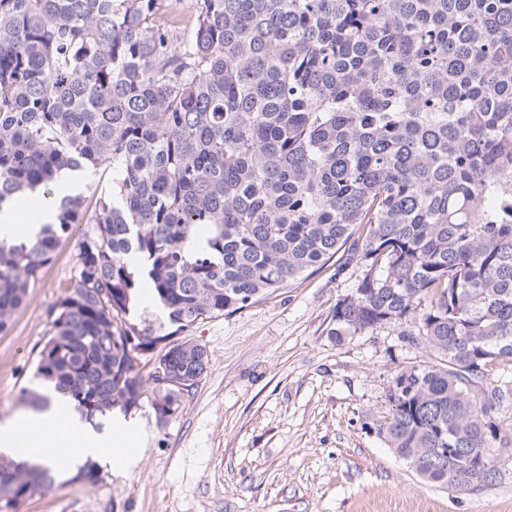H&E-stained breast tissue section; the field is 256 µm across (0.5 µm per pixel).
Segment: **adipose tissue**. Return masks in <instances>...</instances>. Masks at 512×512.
Masks as SVG:
<instances>
[{
  "label": "adipose tissue",
  "instance_id": "1",
  "mask_svg": "<svg viewBox=\"0 0 512 512\" xmlns=\"http://www.w3.org/2000/svg\"><path fill=\"white\" fill-rule=\"evenodd\" d=\"M125 437L120 426L108 438L94 435L75 406L53 392L46 410L25 413L0 425V451L67 476L90 458L121 471L127 458L118 447Z\"/></svg>",
  "mask_w": 512,
  "mask_h": 512
}]
</instances>
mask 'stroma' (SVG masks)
I'll return each mask as SVG.
<instances>
[{"label": "stroma", "mask_w": 512, "mask_h": 512, "mask_svg": "<svg viewBox=\"0 0 512 512\" xmlns=\"http://www.w3.org/2000/svg\"><path fill=\"white\" fill-rule=\"evenodd\" d=\"M85 231L75 224L0 333V424L27 408L50 310L76 282ZM357 267L338 261L269 299L198 321L184 336L205 346L207 370L183 391L167 421L131 411L142 450L121 476L75 478L35 492L21 512H512V447L483 489L423 483L376 427L389 387L426 360L403 326L336 339L333 313L351 293Z\"/></svg>", "instance_id": "obj_1"}]
</instances>
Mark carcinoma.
Here are the masks:
<instances>
[{"mask_svg":"<svg viewBox=\"0 0 512 512\" xmlns=\"http://www.w3.org/2000/svg\"><path fill=\"white\" fill-rule=\"evenodd\" d=\"M112 171L94 204L66 172ZM512 0H0V212L56 223L0 241V332L73 224L74 289L34 379L100 430L145 403L130 319L148 283L176 331L342 253L365 267L336 335L406 325L378 427L422 480L471 491L512 447ZM18 512L51 470L0 455Z\"/></svg>","mask_w":512,"mask_h":512,"instance_id":"obj_1","label":"carcinoma"}]
</instances>
